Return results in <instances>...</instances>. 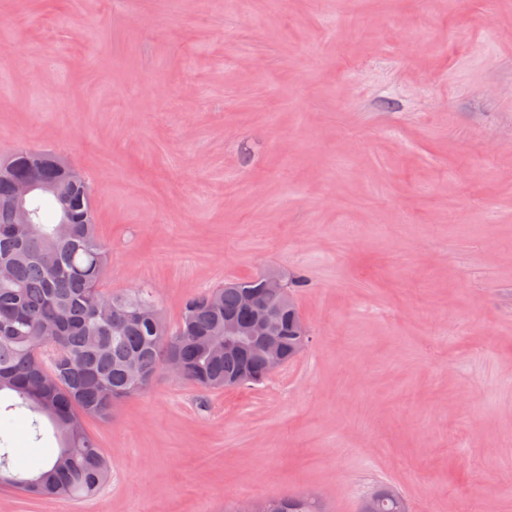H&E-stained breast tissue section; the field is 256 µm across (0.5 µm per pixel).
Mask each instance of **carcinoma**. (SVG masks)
I'll return each instance as SVG.
<instances>
[{"mask_svg": "<svg viewBox=\"0 0 512 512\" xmlns=\"http://www.w3.org/2000/svg\"><path fill=\"white\" fill-rule=\"evenodd\" d=\"M33 151L21 148L0 177V393L17 401V415L46 418L59 441L50 455L19 465L8 448L12 418H0V486L36 498H90L110 477V466L85 428V419H108L112 407L145 390L170 356L182 362L183 382L224 389V378L245 367L239 354H224V315L243 316L239 288L219 287L188 298L178 323L162 317L130 321L126 314L155 305L140 288L112 293L102 288L110 254L97 232L90 187L74 191L69 212L53 198L30 202L32 224H14L4 203L13 182L26 178ZM39 179L52 182L68 162L42 151ZM379 512H408L405 501L386 497ZM261 512H321L299 496L261 501Z\"/></svg>", "mask_w": 512, "mask_h": 512, "instance_id": "carcinoma-1", "label": "carcinoma"}]
</instances>
